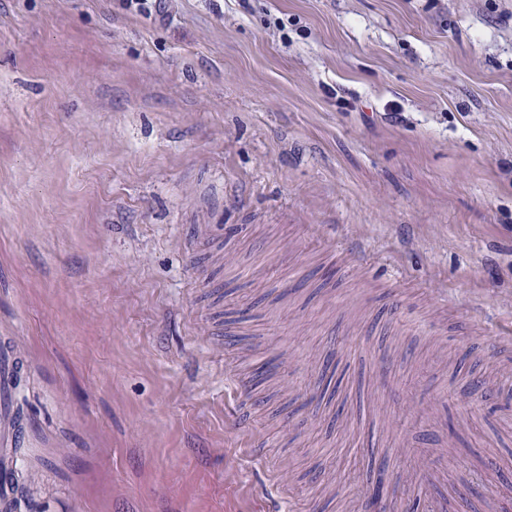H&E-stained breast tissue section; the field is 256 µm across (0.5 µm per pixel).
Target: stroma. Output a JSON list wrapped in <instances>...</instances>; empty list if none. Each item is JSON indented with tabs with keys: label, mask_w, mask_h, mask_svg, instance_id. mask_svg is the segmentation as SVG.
I'll return each mask as SVG.
<instances>
[{
	"label": "stroma",
	"mask_w": 512,
	"mask_h": 512,
	"mask_svg": "<svg viewBox=\"0 0 512 512\" xmlns=\"http://www.w3.org/2000/svg\"><path fill=\"white\" fill-rule=\"evenodd\" d=\"M511 329L512 0H0L16 512H492ZM439 462L431 461L424 466L427 491L424 499L428 504L425 512H448V488L443 486L438 477Z\"/></svg>",
	"instance_id": "1"
}]
</instances>
